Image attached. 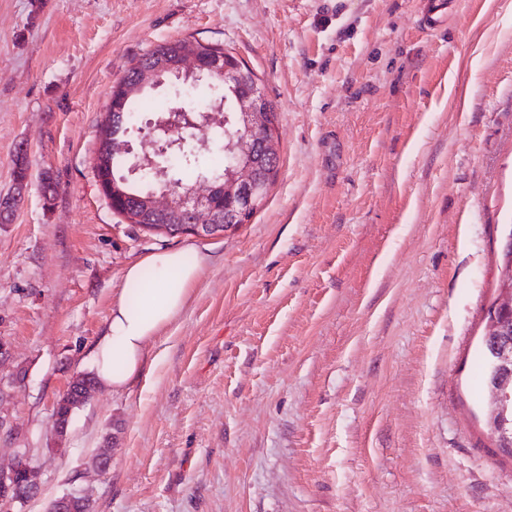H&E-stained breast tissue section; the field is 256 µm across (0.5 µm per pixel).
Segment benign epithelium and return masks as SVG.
Instances as JSON below:
<instances>
[{"label": "benign epithelium", "mask_w": 512, "mask_h": 512, "mask_svg": "<svg viewBox=\"0 0 512 512\" xmlns=\"http://www.w3.org/2000/svg\"><path fill=\"white\" fill-rule=\"evenodd\" d=\"M200 63L192 56L179 60L172 69L175 79L188 82L200 77ZM241 120L248 136L240 139L227 156V172L230 179L224 184V192L229 194L233 203L224 209V225L216 223L212 207V186L201 182L184 187L176 192L161 189L166 197L164 206L154 205L158 211L171 206L178 207L194 217L189 231L200 237L222 235L247 224L255 215L259 202L264 195L265 180L260 178L256 163L257 146L251 134L261 129L263 124L262 105L249 98L239 102ZM503 296L501 307L492 313L485 331L484 351L491 373V381L486 390L489 411L488 425L494 438L508 439L507 414L508 400L512 395L508 387L512 384V273L503 275ZM22 475L28 494L17 491V475ZM40 488V474L36 467L29 464L26 457L19 454L7 467L0 466V512H14L17 504H23L34 497Z\"/></svg>", "instance_id": "1"}]
</instances>
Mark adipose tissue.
Here are the masks:
<instances>
[{"label":"adipose tissue","instance_id":"adipose-tissue-1","mask_svg":"<svg viewBox=\"0 0 512 512\" xmlns=\"http://www.w3.org/2000/svg\"><path fill=\"white\" fill-rule=\"evenodd\" d=\"M206 258L190 249L154 252L123 271L124 288L113 302L91 361L102 386L122 390L143 374L149 343L170 325L200 280ZM137 303H130V294Z\"/></svg>","mask_w":512,"mask_h":512}]
</instances>
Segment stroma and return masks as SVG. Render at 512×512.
I'll return each instance as SVG.
<instances>
[{"label": "stroma", "mask_w": 512, "mask_h": 512, "mask_svg": "<svg viewBox=\"0 0 512 512\" xmlns=\"http://www.w3.org/2000/svg\"><path fill=\"white\" fill-rule=\"evenodd\" d=\"M0 0V463L46 512H512L476 363L512 232V0ZM223 46L277 112L252 220L216 238L114 214L93 169L112 87L156 45ZM50 177L56 193L45 201ZM207 265L140 380L52 414L125 267ZM112 447L106 473L87 463ZM16 187L13 192L0 196V221H8L20 207L23 200V189L26 187L27 167L24 157L20 156L16 161L15 171ZM25 183V184H24Z\"/></svg>", "instance_id": "obj_1"}]
</instances>
